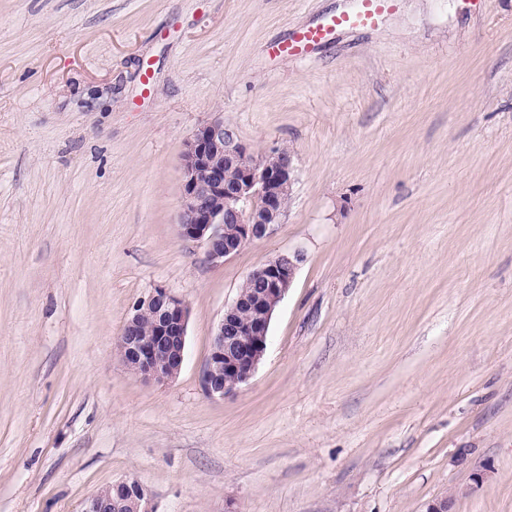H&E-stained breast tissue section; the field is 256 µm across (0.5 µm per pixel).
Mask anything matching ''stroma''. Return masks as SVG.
<instances>
[{"label": "stroma", "mask_w": 512, "mask_h": 512, "mask_svg": "<svg viewBox=\"0 0 512 512\" xmlns=\"http://www.w3.org/2000/svg\"><path fill=\"white\" fill-rule=\"evenodd\" d=\"M0 0V512H512V0ZM295 180L223 265L177 236L181 154L214 115ZM300 253L249 382L209 397L214 329ZM163 286L172 382L115 352ZM486 472L475 485L477 472ZM359 7L353 12H344L332 19L328 26H316L299 31L278 51L288 56H302L333 29L344 27H365L374 25L384 11L393 7L395 0H359ZM82 512H157V505L138 479L126 478L98 488Z\"/></svg>", "instance_id": "obj_1"}]
</instances>
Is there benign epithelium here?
Instances as JSON below:
<instances>
[{
  "label": "benign epithelium",
  "mask_w": 512,
  "mask_h": 512,
  "mask_svg": "<svg viewBox=\"0 0 512 512\" xmlns=\"http://www.w3.org/2000/svg\"><path fill=\"white\" fill-rule=\"evenodd\" d=\"M181 182L178 236L202 247L209 263L221 265L248 242L275 231L294 182L293 159L276 144L252 153L234 128L215 117L186 141ZM300 261L298 253L266 261L250 273L261 288L224 309L203 370L208 396L222 398L253 377L265 355L273 312ZM243 313L245 320H238ZM189 317L186 300L167 288L157 287L139 300L118 338L127 370L157 383L177 378ZM83 512H157V505L138 479L126 478L98 488Z\"/></svg>",
  "instance_id": "obj_1"
}]
</instances>
